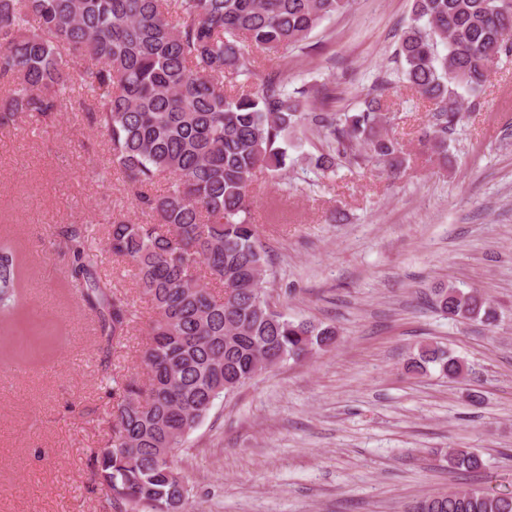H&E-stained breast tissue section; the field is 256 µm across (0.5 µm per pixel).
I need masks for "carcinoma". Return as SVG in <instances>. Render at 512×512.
Returning a JSON list of instances; mask_svg holds the SVG:
<instances>
[{
	"label": "carcinoma",
	"mask_w": 512,
	"mask_h": 512,
	"mask_svg": "<svg viewBox=\"0 0 512 512\" xmlns=\"http://www.w3.org/2000/svg\"><path fill=\"white\" fill-rule=\"evenodd\" d=\"M349 0H0V125L20 116L53 124L75 91L112 143L97 171L116 165L139 224L119 213L107 226L61 231L71 276L94 312L100 349L110 356L134 321V300L99 273L100 246L137 270L138 299L151 314L141 353L144 372L102 379L112 395L107 446L91 456V479L118 512H188L189 489L173 451L207 418L215 401L261 370L327 348L336 329L291 321L263 288L265 252L252 221L255 177L286 168L288 135L324 133L308 158L317 174L339 166L402 168L408 157L385 127V97L404 82L438 105L424 132L448 163V133L460 121L462 93L475 95L494 60L512 52V0H413L396 56L397 78L383 79L354 113L309 107L314 94L285 91L270 72L254 92L225 89L224 76L250 78V49L299 46ZM36 29H31L32 23ZM167 181L163 192L156 190ZM14 240L0 235V334L12 332L24 297ZM223 286L222 295L209 288ZM448 316L497 320L477 293L434 289ZM434 367L458 379L466 364L437 343L419 346L407 370ZM482 465L467 448L448 467ZM406 512H512V492L463 488L425 497Z\"/></svg>",
	"instance_id": "obj_1"
}]
</instances>
